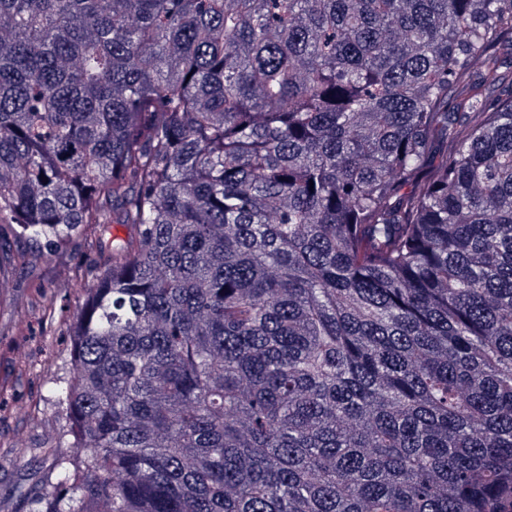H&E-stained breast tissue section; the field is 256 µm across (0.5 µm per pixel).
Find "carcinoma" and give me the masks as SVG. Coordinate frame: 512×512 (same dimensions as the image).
<instances>
[{
	"instance_id": "carcinoma-1",
	"label": "carcinoma",
	"mask_w": 512,
	"mask_h": 512,
	"mask_svg": "<svg viewBox=\"0 0 512 512\" xmlns=\"http://www.w3.org/2000/svg\"><path fill=\"white\" fill-rule=\"evenodd\" d=\"M506 39L512 0H0V224L98 226L29 512H506Z\"/></svg>"
}]
</instances>
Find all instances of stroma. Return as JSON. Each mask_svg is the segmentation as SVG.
Returning a JSON list of instances; mask_svg holds the SVG:
<instances>
[{"mask_svg": "<svg viewBox=\"0 0 512 512\" xmlns=\"http://www.w3.org/2000/svg\"><path fill=\"white\" fill-rule=\"evenodd\" d=\"M87 241L78 237L56 250L9 232L0 233V384L10 387L13 410L0 411V512H21V492L44 491L53 475L44 449L71 450L62 440L67 420L46 389L71 376L66 330L82 301L75 280L92 284ZM27 336H19V325ZM28 371L17 375L16 364Z\"/></svg>", "mask_w": 512, "mask_h": 512, "instance_id": "stroma-1", "label": "stroma"}]
</instances>
